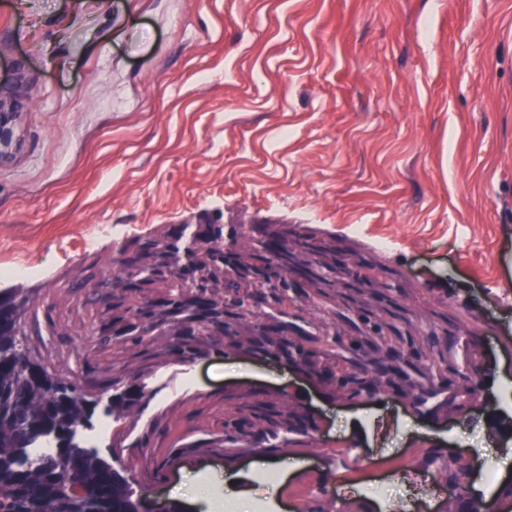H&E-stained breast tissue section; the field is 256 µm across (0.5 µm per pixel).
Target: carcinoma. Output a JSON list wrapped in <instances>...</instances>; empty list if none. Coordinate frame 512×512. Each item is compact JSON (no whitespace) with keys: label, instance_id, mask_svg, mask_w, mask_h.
I'll return each instance as SVG.
<instances>
[{"label":"carcinoma","instance_id":"obj_1","mask_svg":"<svg viewBox=\"0 0 512 512\" xmlns=\"http://www.w3.org/2000/svg\"><path fill=\"white\" fill-rule=\"evenodd\" d=\"M304 226L286 224H196L163 227L134 244H122L112 255V287L139 288L147 273L168 261L170 277L165 288H197L203 292L224 289L217 300L234 309L241 318L270 317L288 300V290L299 287L292 274L300 273L304 260H312L331 272L335 249L311 243ZM304 287L320 300L334 288L328 277L312 273ZM27 299L0 291V512H136L138 493L122 474L102 459L93 448L83 445L84 431L93 428L99 401L90 400L77 386L32 362L20 339L19 320L26 312ZM173 301L155 304L141 301L134 315L144 314L155 327L162 316L174 312ZM256 340L265 353L293 363L309 362L312 353L298 344L288 324L277 325V337L259 333ZM356 347L336 348V357L347 368L336 378L342 395L371 397L391 390L413 400L418 409L437 398L435 380L442 372L417 380L398 364L403 348L387 344L378 356L360 354ZM259 424L258 434L274 444L304 425L298 415L260 411L255 421L226 419L224 435L230 441L252 435L245 426ZM436 474L444 477L453 499L454 512H493L497 501H476L462 492L460 474L466 466L449 448H437L431 456Z\"/></svg>","mask_w":512,"mask_h":512}]
</instances>
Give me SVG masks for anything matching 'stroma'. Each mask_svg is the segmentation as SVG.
<instances>
[{
  "label": "stroma",
  "instance_id": "stroma-1",
  "mask_svg": "<svg viewBox=\"0 0 512 512\" xmlns=\"http://www.w3.org/2000/svg\"><path fill=\"white\" fill-rule=\"evenodd\" d=\"M0 72L28 99L0 163V289L18 288L29 356L109 405L86 446L138 492L192 512H438L432 449H460L464 483L512 481V0H0ZM206 217L320 231L363 257L326 307L290 290L283 310L313 367L267 358L248 335L198 333L196 308L162 335L139 296L106 287L122 242ZM94 285L72 287L84 261ZM438 345L408 372L445 367L418 412L394 393L342 398L359 314ZM486 373L459 411L454 370ZM259 404L314 428L280 448L227 441Z\"/></svg>",
  "mask_w": 512,
  "mask_h": 512
}]
</instances>
